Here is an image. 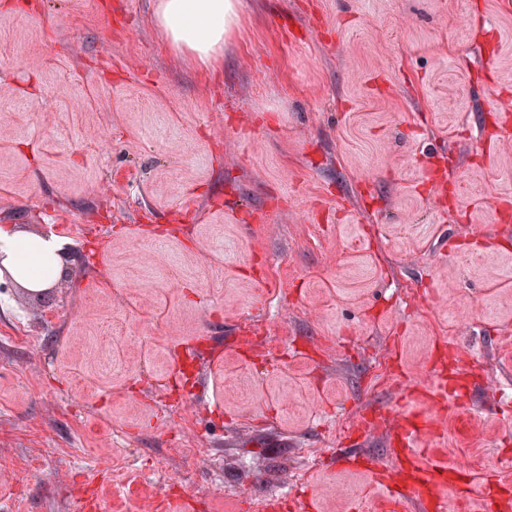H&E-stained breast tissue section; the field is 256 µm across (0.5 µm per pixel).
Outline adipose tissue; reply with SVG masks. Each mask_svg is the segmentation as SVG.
<instances>
[{
	"label": "adipose tissue",
	"mask_w": 512,
	"mask_h": 512,
	"mask_svg": "<svg viewBox=\"0 0 512 512\" xmlns=\"http://www.w3.org/2000/svg\"><path fill=\"white\" fill-rule=\"evenodd\" d=\"M247 0H156L154 24L173 50L209 67L224 55ZM67 260L62 238L22 235L0 225V265L30 289L46 287Z\"/></svg>",
	"instance_id": "obj_1"
}]
</instances>
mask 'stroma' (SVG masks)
<instances>
[{
    "instance_id": "stroma-1",
    "label": "stroma",
    "mask_w": 512,
    "mask_h": 512,
    "mask_svg": "<svg viewBox=\"0 0 512 512\" xmlns=\"http://www.w3.org/2000/svg\"><path fill=\"white\" fill-rule=\"evenodd\" d=\"M18 2L0 224L80 255L42 297L0 277V512H371L336 451L391 464L445 348L446 459L512 500V7L249 0L206 70L155 0Z\"/></svg>"
}]
</instances>
